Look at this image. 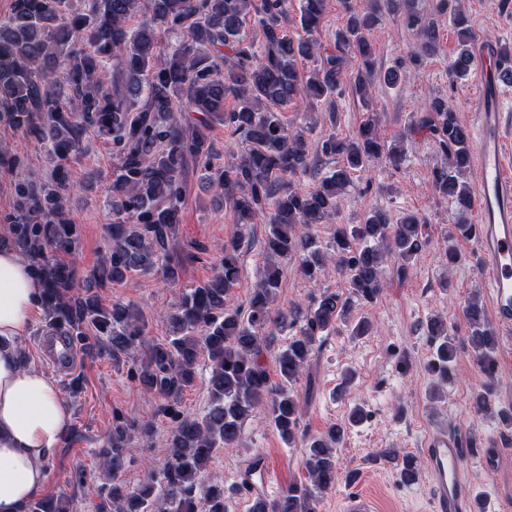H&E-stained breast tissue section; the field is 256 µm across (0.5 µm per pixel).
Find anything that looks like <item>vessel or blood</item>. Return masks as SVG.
<instances>
[{
	"label": "vessel or blood",
	"mask_w": 512,
	"mask_h": 512,
	"mask_svg": "<svg viewBox=\"0 0 512 512\" xmlns=\"http://www.w3.org/2000/svg\"><path fill=\"white\" fill-rule=\"evenodd\" d=\"M492 55L478 44L480 82L473 103L477 112L475 193L477 275L488 288L490 307L503 332L512 331V174L505 171L507 135L499 95L490 93L486 65ZM469 453L457 426L440 423L427 437L424 460L434 512H475V501L461 464Z\"/></svg>",
	"instance_id": "vessel-or-blood-1"
}]
</instances>
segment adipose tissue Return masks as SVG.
<instances>
[{"label": "adipose tissue", "mask_w": 512, "mask_h": 512, "mask_svg": "<svg viewBox=\"0 0 512 512\" xmlns=\"http://www.w3.org/2000/svg\"><path fill=\"white\" fill-rule=\"evenodd\" d=\"M41 283L12 247L0 246V512H22L44 490L43 463L64 436L70 410L57 384L19 362Z\"/></svg>", "instance_id": "1"}]
</instances>
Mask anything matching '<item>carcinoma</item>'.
Masks as SVG:
<instances>
[{"instance_id":"obj_1","label":"carcinoma","mask_w":512,"mask_h":512,"mask_svg":"<svg viewBox=\"0 0 512 512\" xmlns=\"http://www.w3.org/2000/svg\"><path fill=\"white\" fill-rule=\"evenodd\" d=\"M421 2L368 0L357 10L342 0L345 18L329 52L320 41L326 0H299L303 35L296 39L288 33L291 0H11L10 13L0 19V125L39 144L57 164L46 179L25 157L0 148V170L20 176L13 210L0 214V239L29 258L42 280L45 323L62 328L85 353L107 355L113 366L127 368L145 391L162 399L169 422L162 481L151 473L129 491L118 478L133 459V434L148 441L153 429L112 414V432L95 450L103 477L99 490L111 512H228L224 485L205 480L214 452L236 445L244 420L259 406L282 441L294 444L302 412L294 385L320 339L342 324L352 336L374 332L365 317L350 321L351 312L379 297L388 267L405 275L422 246L424 221L412 212L394 220L369 208L359 223L335 225L324 243L314 228L335 220L355 173L379 160L394 168L405 161L408 135L382 140L373 89L410 79L439 51L434 14L448 15L457 34L450 72L462 78L474 64V31L460 0H435L431 10ZM384 12L401 17L415 32L416 45L399 66L381 70L371 32ZM137 14L141 21L132 28L128 21ZM249 20L259 30L257 41L245 34ZM163 34L176 40L166 53L160 48ZM494 53L496 83L512 86V47L500 45ZM303 60L313 67H300ZM346 88L366 116L349 138L334 131L320 137L317 153L338 156L341 163L301 191L295 180L315 168L307 134L318 118L293 127L282 121V112H313L325 103L334 128L335 97ZM216 125L243 144L239 151L225 147L230 159L222 164L209 136ZM413 126L428 131L444 158L433 173V192L462 212L471 209L473 191L464 180L471 163L467 127L440 96L427 100ZM92 133L111 144L117 164L108 187V241L96 272L81 282L60 255L71 253L79 239L70 216L75 193L69 162L85 156ZM191 166L233 209L237 227L213 275L181 295L166 339L149 342L137 306H106L94 289L154 270L177 281L179 267L168 261V250L177 238ZM259 216L267 224L262 270L247 306L231 308L226 297L240 279L244 233ZM292 261L312 284L335 266L345 289L279 306L281 268ZM464 315L473 358L491 375L497 336L478 295L467 299ZM426 332L432 346L428 368L446 382L456 357L448 323L430 316ZM276 336L285 342L273 377L265 353ZM202 357L210 366V404L204 414L193 415L181 398ZM366 416L357 404L344 422L308 440L306 482L288 485L274 499L253 497L247 512H317L320 496L338 479L336 446ZM73 507L72 497L49 493L26 503L23 512Z\"/></svg>"}]
</instances>
